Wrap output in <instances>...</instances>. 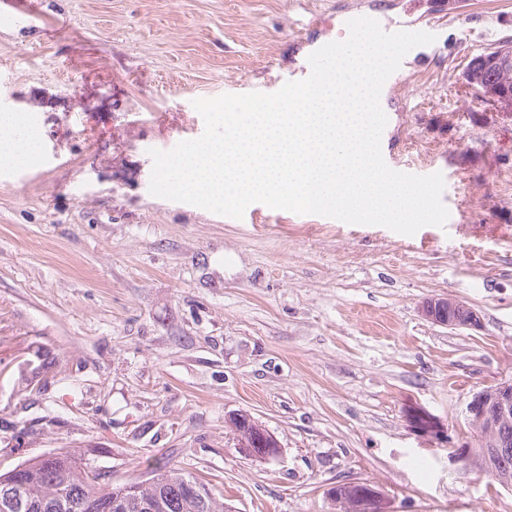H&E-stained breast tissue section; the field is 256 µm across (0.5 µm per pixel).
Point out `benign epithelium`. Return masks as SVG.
Here are the masks:
<instances>
[{
    "instance_id": "benign-epithelium-1",
    "label": "benign epithelium",
    "mask_w": 512,
    "mask_h": 512,
    "mask_svg": "<svg viewBox=\"0 0 512 512\" xmlns=\"http://www.w3.org/2000/svg\"><path fill=\"white\" fill-rule=\"evenodd\" d=\"M422 314L440 325L451 328H475L481 319L475 308L455 298H435L425 301ZM466 420L479 433V446L485 448L481 472L488 475L499 487L512 489V377L476 393L466 408ZM234 429L242 455L260 462L279 456L280 448L275 438L248 415L234 418ZM346 493L341 500L349 512H381L379 493L365 482L342 484Z\"/></svg>"
}]
</instances>
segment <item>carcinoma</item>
Returning <instances> with one entry per match:
<instances>
[{"label": "carcinoma", "instance_id": "carcinoma-1", "mask_svg": "<svg viewBox=\"0 0 512 512\" xmlns=\"http://www.w3.org/2000/svg\"><path fill=\"white\" fill-rule=\"evenodd\" d=\"M466 80L480 90L482 102H493L507 109L512 106V66L495 62L470 61ZM86 451L81 448H57L49 461L30 458L13 469L0 473V502L9 496L29 503L21 512H78L74 506L90 499L100 503L98 512H112V498L124 497L127 483L111 489L101 487L100 473L87 467ZM154 481L135 476V500L154 505L155 512H224V503L208 495L201 504L192 494L190 484L198 479L171 466L147 464Z\"/></svg>", "mask_w": 512, "mask_h": 512}]
</instances>
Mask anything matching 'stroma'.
I'll return each instance as SVG.
<instances>
[{"label":"stroma","instance_id":"35a3bbf8","mask_svg":"<svg viewBox=\"0 0 512 512\" xmlns=\"http://www.w3.org/2000/svg\"><path fill=\"white\" fill-rule=\"evenodd\" d=\"M0 28V113L38 154L0 161V472L95 449L104 485L160 461L236 512H512L448 459L472 396L512 376V111L476 99L473 57L512 39V0H44ZM351 15L438 39L387 83L381 152L441 173L445 227L152 196L150 149L199 138L197 98L298 78ZM475 308L451 329L432 297ZM248 413L277 458L241 455ZM422 314L440 325L451 328H475L481 319L475 308L455 298H435L425 301ZM346 489L343 497H338L336 492L342 494V487L333 488L332 496L344 502L347 512H382L379 507V493L370 484L365 482H347L340 484Z\"/></svg>","mask_w":512,"mask_h":512}]
</instances>
